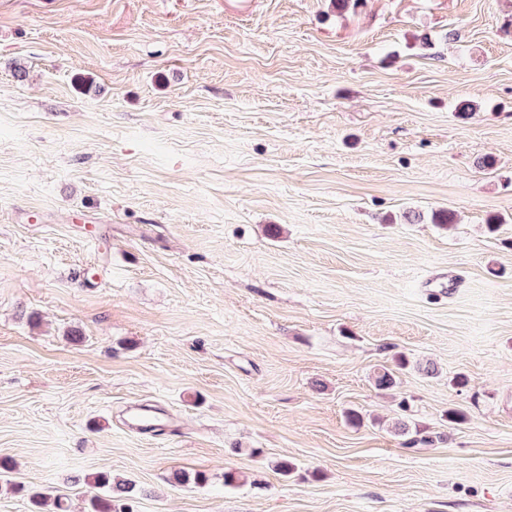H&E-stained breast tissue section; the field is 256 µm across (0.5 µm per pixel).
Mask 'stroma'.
Returning <instances> with one entry per match:
<instances>
[{
	"instance_id": "35a3bbf8",
	"label": "stroma",
	"mask_w": 512,
	"mask_h": 512,
	"mask_svg": "<svg viewBox=\"0 0 512 512\" xmlns=\"http://www.w3.org/2000/svg\"><path fill=\"white\" fill-rule=\"evenodd\" d=\"M0 461V512H512V0H0ZM411 362L405 355L395 357L393 367L383 366L373 376V383L377 390L392 391L398 386L401 371L410 367ZM92 478L94 486L106 489L107 495L92 496L87 512H132L129 502L138 494L135 484L111 473L100 472Z\"/></svg>"
}]
</instances>
